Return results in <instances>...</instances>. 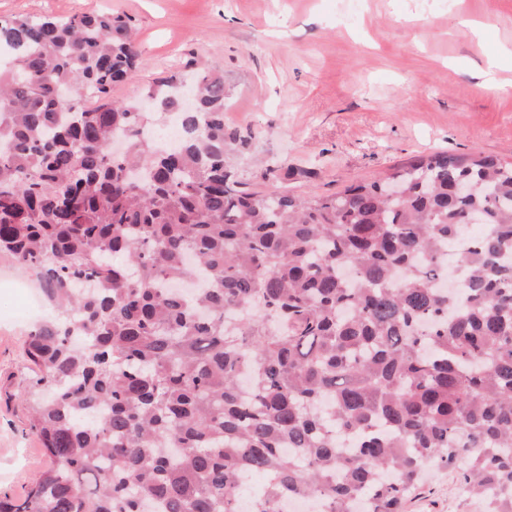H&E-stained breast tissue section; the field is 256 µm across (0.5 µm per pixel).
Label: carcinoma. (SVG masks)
Masks as SVG:
<instances>
[{
	"label": "carcinoma",
	"mask_w": 512,
	"mask_h": 512,
	"mask_svg": "<svg viewBox=\"0 0 512 512\" xmlns=\"http://www.w3.org/2000/svg\"><path fill=\"white\" fill-rule=\"evenodd\" d=\"M2 45L0 257L55 315L22 398L50 464L0 512H240L253 473L271 481L250 512H404L432 469L512 512V162L435 153L339 194L250 191L222 76L198 69L193 112L156 81L179 129L163 153L112 100L139 60L130 19L16 18Z\"/></svg>",
	"instance_id": "cac0c4a2"
}]
</instances>
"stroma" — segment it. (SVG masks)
<instances>
[{"label": "stroma", "mask_w": 512, "mask_h": 512, "mask_svg": "<svg viewBox=\"0 0 512 512\" xmlns=\"http://www.w3.org/2000/svg\"><path fill=\"white\" fill-rule=\"evenodd\" d=\"M109 12L132 19L139 67L112 98L143 102L156 79H191L192 60L224 75V124L249 136L230 155L239 178L298 195L340 193L435 152L512 161V0H0V19ZM476 29L459 25V17ZM0 495L23 499L49 465L21 398L35 379L24 349L46 303L18 284L31 272L0 259ZM405 512H480L456 473L436 471Z\"/></svg>", "instance_id": "1"}]
</instances>
